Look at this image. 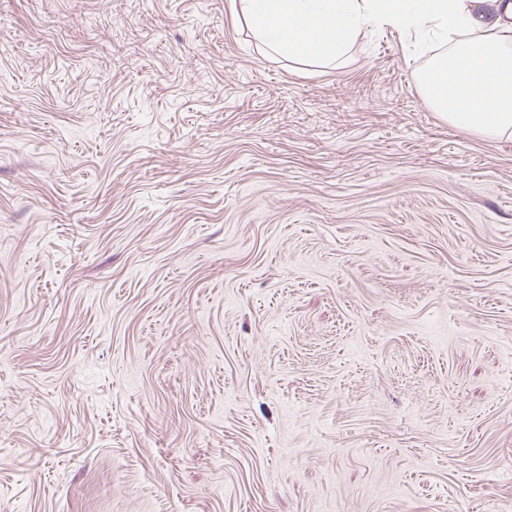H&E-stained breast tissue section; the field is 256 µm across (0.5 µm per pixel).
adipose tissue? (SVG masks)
I'll return each instance as SVG.
<instances>
[{
    "label": "adipose tissue",
    "instance_id": "1",
    "mask_svg": "<svg viewBox=\"0 0 512 512\" xmlns=\"http://www.w3.org/2000/svg\"><path fill=\"white\" fill-rule=\"evenodd\" d=\"M269 51L306 66L342 60L394 27L447 44L419 74L430 106L486 139L512 135V0H233Z\"/></svg>",
    "mask_w": 512,
    "mask_h": 512
}]
</instances>
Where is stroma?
Returning a JSON list of instances; mask_svg holds the SVG:
<instances>
[{"label": "stroma", "instance_id": "stroma-1", "mask_svg": "<svg viewBox=\"0 0 512 512\" xmlns=\"http://www.w3.org/2000/svg\"><path fill=\"white\" fill-rule=\"evenodd\" d=\"M429 59L0 0V512H512V136Z\"/></svg>", "mask_w": 512, "mask_h": 512}]
</instances>
